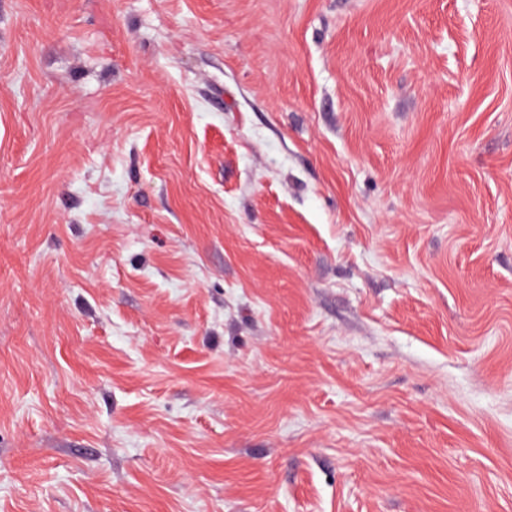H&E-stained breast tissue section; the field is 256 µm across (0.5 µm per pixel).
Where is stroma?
<instances>
[{"instance_id":"obj_1","label":"stroma","mask_w":512,"mask_h":512,"mask_svg":"<svg viewBox=\"0 0 512 512\" xmlns=\"http://www.w3.org/2000/svg\"><path fill=\"white\" fill-rule=\"evenodd\" d=\"M0 512H512V0H0Z\"/></svg>"}]
</instances>
